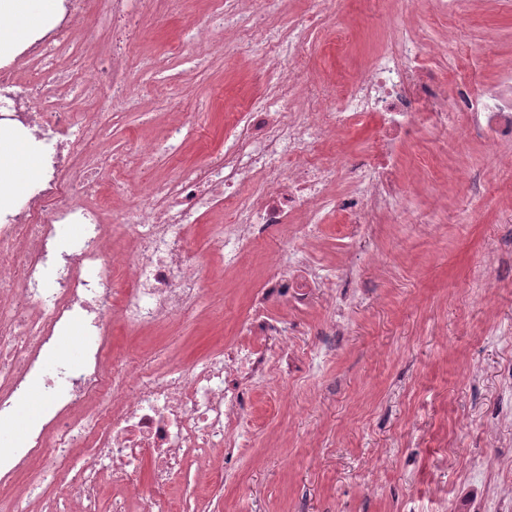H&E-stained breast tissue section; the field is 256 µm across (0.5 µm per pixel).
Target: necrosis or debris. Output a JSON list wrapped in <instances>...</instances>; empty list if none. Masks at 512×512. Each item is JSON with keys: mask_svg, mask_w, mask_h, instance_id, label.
Returning <instances> with one entry per match:
<instances>
[{"mask_svg": "<svg viewBox=\"0 0 512 512\" xmlns=\"http://www.w3.org/2000/svg\"><path fill=\"white\" fill-rule=\"evenodd\" d=\"M94 0H63L41 34L18 53L30 73L0 66V129L44 145L42 176L25 202L0 210V425L11 423L32 381H40L49 412L18 442L0 432V490L14 491L28 475L27 493L47 486L40 512H99L111 484L112 512H172L168 488L188 460H224L247 447L245 405L237 381L256 375L266 358L252 348L218 349L202 360L157 369L146 359L110 354L109 323L136 332L193 317L211 296L210 272L189 234L208 213L224 208L213 229L225 268L239 270L264 243L273 275L251 300L253 336H288L267 301L282 299L307 311L316 295L336 285V271L320 264L307 243L327 217H343L350 238L396 212L406 187L396 156L420 126L456 131L490 146L512 143V75L482 91L461 87L449 97L435 65L421 55L414 27L372 66L329 95L298 75L313 25L329 20L338 0H317V11L281 27L266 23L256 0H212L233 25L238 51L259 55L262 93L239 117L223 150L149 184L135 208L108 223L104 191L148 165L139 144L113 157L99 142L126 86L129 58L113 48L111 80L90 74V45L81 38ZM67 73L94 105L93 117L57 106L60 73ZM291 111H283L284 100ZM374 120L377 135L352 159L324 157L320 145L338 130ZM256 190L239 199L240 186ZM80 234L62 240L59 227ZM124 235L127 247L108 241ZM90 338L82 364L58 348L63 332ZM149 481H142V465Z\"/></svg>", "mask_w": 512, "mask_h": 512, "instance_id": "4bbe7bcc", "label": "necrosis or debris"}]
</instances>
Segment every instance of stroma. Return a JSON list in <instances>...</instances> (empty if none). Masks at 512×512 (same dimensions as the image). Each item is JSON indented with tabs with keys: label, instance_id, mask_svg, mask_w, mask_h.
I'll use <instances>...</instances> for the list:
<instances>
[{
	"label": "stroma",
	"instance_id": "35a3bbf8",
	"mask_svg": "<svg viewBox=\"0 0 512 512\" xmlns=\"http://www.w3.org/2000/svg\"><path fill=\"white\" fill-rule=\"evenodd\" d=\"M211 0H153L140 35L126 39L133 108H117L104 145L121 155L129 143L161 145L182 118L189 134L173 150L109 191L112 214L136 205L141 187L203 162L224 146V127L262 88L256 63L239 55L231 32L206 44L191 40L212 17ZM414 22L420 50L440 52L450 90H474L512 73V0H464V41L449 42L448 22L430 0L408 14L404 0H340L338 15L312 37L311 73L328 87L364 71L396 41L384 17ZM429 130L404 150L406 219L382 218L348 239L332 215L311 248L325 266L351 262L348 305L333 313L317 303L295 313L270 309L297 327L287 350L278 337L245 333L254 292L245 277L224 273L211 250L217 213L192 233L212 277L224 286V317L201 313L181 327L178 345L194 360L221 347H257L263 372L242 382L249 445L222 472L178 478L174 508L189 512H505L512 506V176L494 169L476 140L437 144ZM480 176L487 201L471 198ZM430 221L418 232V215ZM388 263L377 270L372 258ZM499 285L483 302L484 276ZM346 325L329 339L334 320Z\"/></svg>",
	"mask_w": 512,
	"mask_h": 512
}]
</instances>
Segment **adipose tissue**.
<instances>
[{
    "label": "adipose tissue",
    "instance_id": "ef3b65f1",
    "mask_svg": "<svg viewBox=\"0 0 512 512\" xmlns=\"http://www.w3.org/2000/svg\"><path fill=\"white\" fill-rule=\"evenodd\" d=\"M56 0H0V54L11 53L54 16ZM40 174L37 150L0 131V202L17 199Z\"/></svg>",
    "mask_w": 512,
    "mask_h": 512
}]
</instances>
